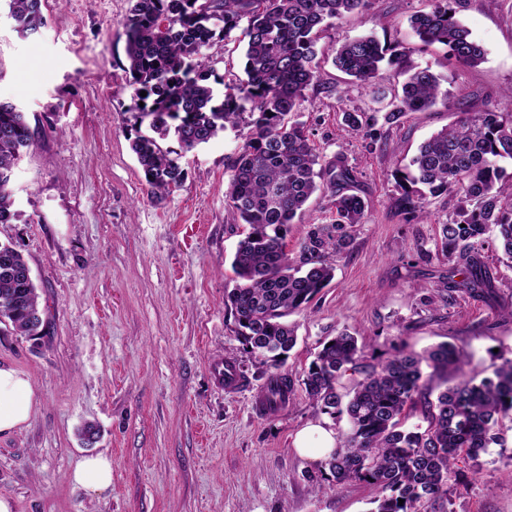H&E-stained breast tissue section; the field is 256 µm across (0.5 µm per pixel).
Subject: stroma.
<instances>
[{"label":"stroma","mask_w":512,"mask_h":512,"mask_svg":"<svg viewBox=\"0 0 512 512\" xmlns=\"http://www.w3.org/2000/svg\"><path fill=\"white\" fill-rule=\"evenodd\" d=\"M424 0H372L319 42L326 86L300 105L323 161L343 153L369 207L335 277L292 315L297 344L283 372L294 393L277 412L258 400L266 368L247 353L224 305L234 288L232 256L247 227L234 223L225 192L229 159L248 127L188 152L183 184L153 195L129 148L131 91L123 20L129 0H42L45 23L21 36L0 0V100L25 112L34 133L12 177L16 213L0 243L27 259L46 331L33 340L0 324V362L31 380L36 404L21 431L0 436V495L14 512H369L363 483L337 487L322 463L298 456L295 433L346 421L309 400L304 373L326 337L346 329L364 363L403 350L422 354L448 341L470 355L468 376H492L512 358V263L486 250L491 298L446 293L449 268L435 245L460 198L431 199L430 221H406L390 206L392 169L458 118L496 106L512 87V0H456L457 18L485 49L476 67L421 52L409 18ZM409 47V66H431L455 105L408 115L376 142L352 131L347 112L380 104L331 59L361 35ZM245 27L207 48L225 82L243 78ZM235 365L241 385L219 376ZM99 436L83 444L79 428ZM112 462V484L96 496L70 481L84 456ZM445 512H512V430L504 447L458 459Z\"/></svg>","instance_id":"stroma-1"}]
</instances>
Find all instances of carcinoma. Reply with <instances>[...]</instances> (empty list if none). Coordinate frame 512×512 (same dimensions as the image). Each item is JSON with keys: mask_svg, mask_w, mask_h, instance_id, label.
Returning a JSON list of instances; mask_svg holds the SVG:
<instances>
[{"mask_svg": "<svg viewBox=\"0 0 512 512\" xmlns=\"http://www.w3.org/2000/svg\"><path fill=\"white\" fill-rule=\"evenodd\" d=\"M123 26L128 86L136 112L130 147L151 193L167 194L182 185L181 154L241 123L251 132L229 163L225 197L233 218L248 225L231 267L235 288L225 295L248 352L267 368L262 402L284 404L294 391L280 371L297 343L288 317L308 304L334 278L336 259L354 243L367 204L348 192L356 171L336 160L320 163L304 124L292 119L308 92L323 86L317 44L338 20L367 10L370 0H132ZM410 17L419 50L440 45L447 57L475 67L485 49L455 16L452 0H427ZM9 16L26 36L44 25L41 0H9ZM247 20L245 79L223 84L202 50L226 38ZM409 49L382 45L372 36L342 44L335 68L374 89L387 100L371 114L344 113L345 124L371 141L398 128L411 112L451 103L441 78L430 66L404 67ZM394 68L402 83L386 89ZM147 95L140 96L141 92ZM147 125L148 132L141 131ZM174 140L177 147L168 145ZM33 144L25 113L0 101V224L15 217L10 182L14 167ZM512 88L499 108L461 112L453 124L433 134L409 163L392 172V206L409 221L426 222L428 198L456 192L463 206L439 225L438 247L462 275L450 274L444 291L474 296L493 292L494 276L485 248L497 247L512 259ZM329 193L332 216L312 224L298 256L287 251L289 225L302 215L316 192ZM28 261L12 244L0 243V324L21 336H39L44 323ZM358 338L343 330L322 343L303 378L307 397L330 415L346 414L349 429L325 466L342 487L362 482L376 496L375 512H439L448 495L454 461H472L506 442L502 421L512 416V359L503 360L495 378L480 383L466 377L465 355L440 343L423 355L400 352L375 364L361 362ZM431 375L457 381L436 401L426 399L422 366ZM348 372L359 375L351 391L339 389ZM423 405L427 426L404 427L409 413ZM404 503H399V500Z\"/></svg>", "mask_w": 512, "mask_h": 512, "instance_id": "1", "label": "carcinoma"}]
</instances>
